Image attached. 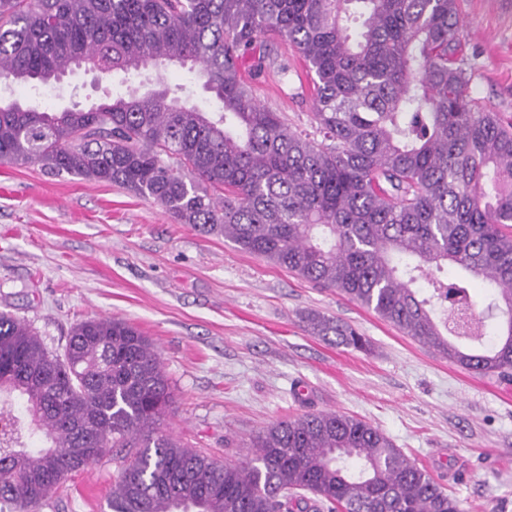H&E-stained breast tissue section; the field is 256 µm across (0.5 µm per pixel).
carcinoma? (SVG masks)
Listing matches in <instances>:
<instances>
[{"mask_svg": "<svg viewBox=\"0 0 512 512\" xmlns=\"http://www.w3.org/2000/svg\"><path fill=\"white\" fill-rule=\"evenodd\" d=\"M464 36L458 0H0L5 89L177 64L219 102L130 86L88 109L0 104V161L120 184L465 370L512 378V122L471 97ZM271 37L312 74L311 134L244 76L243 53ZM449 265L465 275L441 277ZM473 279L492 289L480 311ZM304 323L369 346L337 319ZM3 393L28 428L0 411V512H38L113 450L110 512H463L383 432L336 412L272 423L239 464L185 446L161 431L173 393L158 350L121 319L76 323L59 353L1 311Z\"/></svg>", "mask_w": 512, "mask_h": 512, "instance_id": "carcinoma-1", "label": "carcinoma"}]
</instances>
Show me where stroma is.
<instances>
[{"instance_id":"stroma-1","label":"stroma","mask_w":512,"mask_h":512,"mask_svg":"<svg viewBox=\"0 0 512 512\" xmlns=\"http://www.w3.org/2000/svg\"><path fill=\"white\" fill-rule=\"evenodd\" d=\"M470 94L512 120V0H459ZM258 101L309 127L311 75L288 42L264 44ZM118 76L82 68L34 96L0 100L50 112L108 101ZM0 310L53 350L88 318L116 317L148 336L174 404L165 434L238 462L269 424L306 412L360 418L426 469L464 512H512V382L461 368L371 310L313 287L223 236L179 224L154 200L111 183L0 164ZM320 314L356 328L353 351L311 335ZM111 456L69 476L39 512H104Z\"/></svg>"}]
</instances>
